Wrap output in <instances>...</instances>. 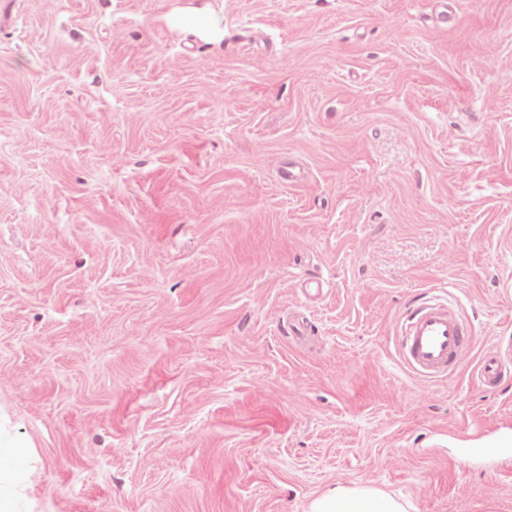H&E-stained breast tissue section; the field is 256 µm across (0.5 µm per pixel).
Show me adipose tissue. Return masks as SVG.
I'll use <instances>...</instances> for the list:
<instances>
[{
  "mask_svg": "<svg viewBox=\"0 0 512 512\" xmlns=\"http://www.w3.org/2000/svg\"><path fill=\"white\" fill-rule=\"evenodd\" d=\"M310 512H406V509L402 501L378 488L339 484L313 500Z\"/></svg>",
  "mask_w": 512,
  "mask_h": 512,
  "instance_id": "obj_1",
  "label": "adipose tissue"
}]
</instances>
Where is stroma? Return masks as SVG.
Instances as JSON below:
<instances>
[{
  "label": "stroma",
  "mask_w": 512,
  "mask_h": 512,
  "mask_svg": "<svg viewBox=\"0 0 512 512\" xmlns=\"http://www.w3.org/2000/svg\"><path fill=\"white\" fill-rule=\"evenodd\" d=\"M438 289L474 337L422 383L396 327ZM496 345L512 0H0L18 512H512ZM510 362V354L505 352L488 354L484 356L478 368L479 379L482 384L494 387L502 378L506 365ZM310 512H406L405 504L370 486L336 484L317 497Z\"/></svg>",
  "instance_id": "1"
}]
</instances>
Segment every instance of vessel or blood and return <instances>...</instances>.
Listing matches in <instances>:
<instances>
[{
    "label": "vessel or blood",
    "mask_w": 512,
    "mask_h": 512,
    "mask_svg": "<svg viewBox=\"0 0 512 512\" xmlns=\"http://www.w3.org/2000/svg\"><path fill=\"white\" fill-rule=\"evenodd\" d=\"M472 334L471 326L447 304L421 299L401 316L400 360L416 379L445 378L464 359ZM511 361L502 353L484 356L478 368L482 384L496 386Z\"/></svg>",
    "instance_id": "b4317fda"
}]
</instances>
